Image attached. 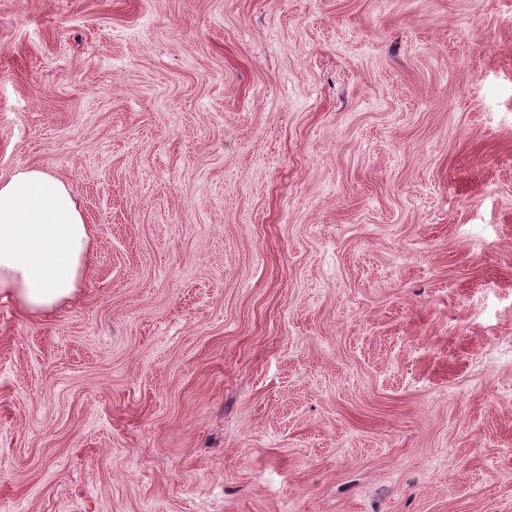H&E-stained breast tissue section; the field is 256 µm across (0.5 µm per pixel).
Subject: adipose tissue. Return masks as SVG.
<instances>
[{
    "mask_svg": "<svg viewBox=\"0 0 512 512\" xmlns=\"http://www.w3.org/2000/svg\"><path fill=\"white\" fill-rule=\"evenodd\" d=\"M91 242L67 183L33 167L0 179V295L23 312L49 314L76 296Z\"/></svg>",
    "mask_w": 512,
    "mask_h": 512,
    "instance_id": "ef3b65f1",
    "label": "adipose tissue"
}]
</instances>
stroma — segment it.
Wrapping results in <instances>:
<instances>
[{"mask_svg":"<svg viewBox=\"0 0 512 512\" xmlns=\"http://www.w3.org/2000/svg\"><path fill=\"white\" fill-rule=\"evenodd\" d=\"M22 167L0 512H512V0H0ZM91 242L67 183L33 167L0 179V295L24 313L49 314L76 296Z\"/></svg>","mask_w":512,"mask_h":512,"instance_id":"obj_1","label":"stroma"}]
</instances>
